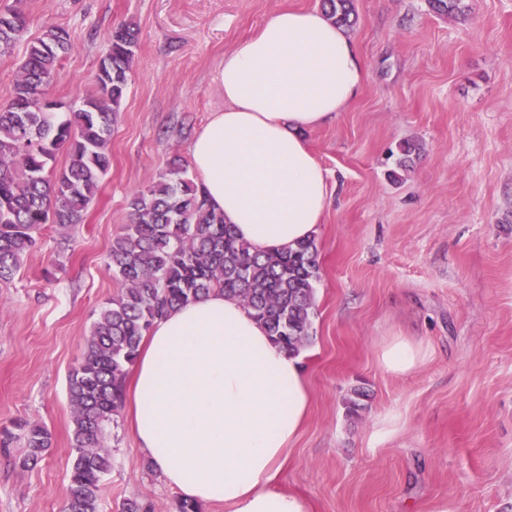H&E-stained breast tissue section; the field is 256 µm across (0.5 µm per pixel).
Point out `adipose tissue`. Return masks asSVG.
<instances>
[{"instance_id": "ef3b65f1", "label": "adipose tissue", "mask_w": 512, "mask_h": 512, "mask_svg": "<svg viewBox=\"0 0 512 512\" xmlns=\"http://www.w3.org/2000/svg\"><path fill=\"white\" fill-rule=\"evenodd\" d=\"M366 76L352 39L319 8L277 12L225 53L216 72L224 108L195 132L189 155L238 239L271 252L317 234L329 174L303 134L345 111ZM426 356L402 335L378 350L396 376ZM310 401L298 358L239 299L216 290L170 310L144 338L131 431L181 500L228 512H312L279 487Z\"/></svg>"}]
</instances>
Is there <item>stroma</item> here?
Here are the masks:
<instances>
[{"label":"stroma","instance_id":"35a3bbf8","mask_svg":"<svg viewBox=\"0 0 512 512\" xmlns=\"http://www.w3.org/2000/svg\"><path fill=\"white\" fill-rule=\"evenodd\" d=\"M320 0H0L29 38L65 27L70 49L52 99L96 91L112 28L139 40L112 131L111 167L82 224L45 225L41 247L0 284V427L44 423L33 469L21 443L0 451V512H62L75 452L68 375L100 305L121 283L104 254L130 198L224 97L225 53L284 8ZM354 0L348 34L368 75L354 103L305 139L329 173L316 236L312 335L301 351L311 408L281 489L312 512H512V0ZM419 151L399 181L400 144ZM402 334L429 357L385 372L380 345ZM357 411H350L351 399ZM100 512L126 499L176 512L178 495L140 452L126 415L108 431Z\"/></svg>","mask_w":512,"mask_h":512}]
</instances>
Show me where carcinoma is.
<instances>
[{
  "mask_svg": "<svg viewBox=\"0 0 512 512\" xmlns=\"http://www.w3.org/2000/svg\"><path fill=\"white\" fill-rule=\"evenodd\" d=\"M341 27L354 24L353 0H322ZM27 31L19 8L0 12V55L11 54ZM138 30L112 29L96 75L97 91L68 112L47 98L69 49L59 25L28 41L14 94L0 105V282L11 281L23 258L40 245L43 225L65 229L83 221L111 165L112 128L123 106ZM69 156L49 176L60 152ZM130 221L112 239L107 265L122 288L100 307L69 375L74 461L63 512H99L102 479L112 468L104 448L107 427L122 407L124 382L143 336L170 309L219 289L240 298L273 340L297 356L310 340L319 278L316 239L283 251L258 252L240 241L189 176L179 155L129 202ZM20 439L21 460L34 467L51 447L39 423L0 430V446Z\"/></svg>",
  "mask_w": 512,
  "mask_h": 512,
  "instance_id": "carcinoma-1",
  "label": "carcinoma"
}]
</instances>
